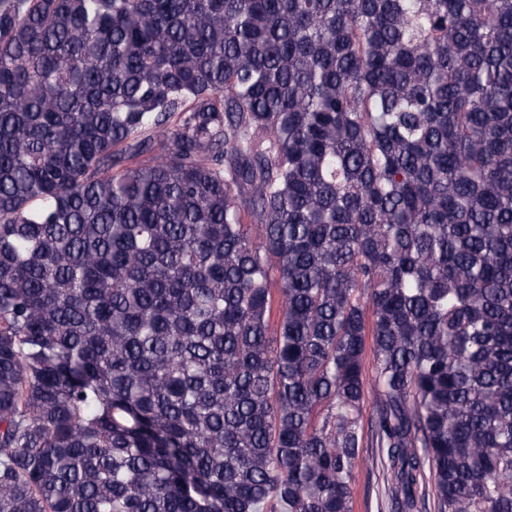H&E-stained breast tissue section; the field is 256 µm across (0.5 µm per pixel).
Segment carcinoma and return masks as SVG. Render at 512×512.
<instances>
[{"instance_id":"carcinoma-1","label":"carcinoma","mask_w":512,"mask_h":512,"mask_svg":"<svg viewBox=\"0 0 512 512\" xmlns=\"http://www.w3.org/2000/svg\"><path fill=\"white\" fill-rule=\"evenodd\" d=\"M370 394L512 512V0H0V512H353Z\"/></svg>"}]
</instances>
